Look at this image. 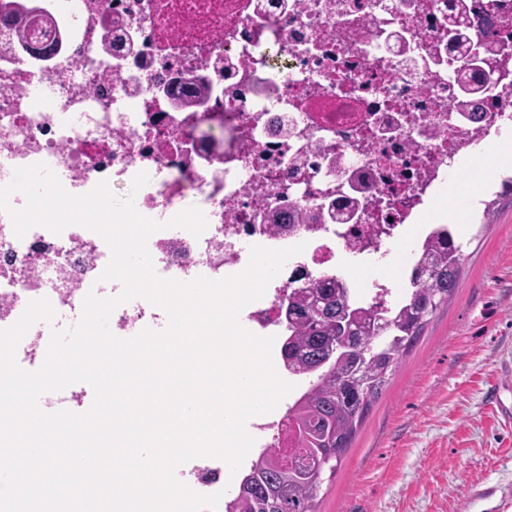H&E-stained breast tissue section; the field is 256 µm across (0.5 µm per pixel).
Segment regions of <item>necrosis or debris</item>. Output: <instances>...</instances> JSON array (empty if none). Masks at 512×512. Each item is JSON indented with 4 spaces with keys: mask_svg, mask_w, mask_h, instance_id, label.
Instances as JSON below:
<instances>
[{
    "mask_svg": "<svg viewBox=\"0 0 512 512\" xmlns=\"http://www.w3.org/2000/svg\"><path fill=\"white\" fill-rule=\"evenodd\" d=\"M458 0H26L44 29L33 43L0 50V186L16 168L45 164L82 195L117 189L139 173L177 177L165 193L141 191L140 214L162 223L148 240L156 274L190 282L243 273L252 246L304 244L243 308L253 334L285 335L287 295L324 278L364 289V304H399L398 282L374 275L393 249L408 261L448 222L441 205L452 170L500 145L512 147V0H465L472 46L489 58V88L466 115L455 110L464 51L452 43ZM217 84L201 112L175 109L173 80ZM235 133L216 149L195 136L201 113ZM211 188L207 228L193 236L169 220L184 212V184ZM0 210V330L30 302L56 317L20 340V367L39 370L51 331L75 326L88 292L121 294L102 280L111 252L80 225L16 236ZM314 219L297 223L300 211ZM283 229L272 232L270 217ZM120 338L166 329L145 299L110 318ZM195 493L224 487V466L193 458L182 473Z\"/></svg>",
    "mask_w": 512,
    "mask_h": 512,
    "instance_id": "4bbe7bcc",
    "label": "necrosis or debris"
}]
</instances>
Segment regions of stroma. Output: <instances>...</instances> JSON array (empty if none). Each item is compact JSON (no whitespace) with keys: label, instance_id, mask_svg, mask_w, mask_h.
Returning a JSON list of instances; mask_svg holds the SVG:
<instances>
[{"label":"stroma","instance_id":"stroma-1","mask_svg":"<svg viewBox=\"0 0 512 512\" xmlns=\"http://www.w3.org/2000/svg\"><path fill=\"white\" fill-rule=\"evenodd\" d=\"M471 221L456 294L390 376L320 512H512V199Z\"/></svg>","mask_w":512,"mask_h":512}]
</instances>
